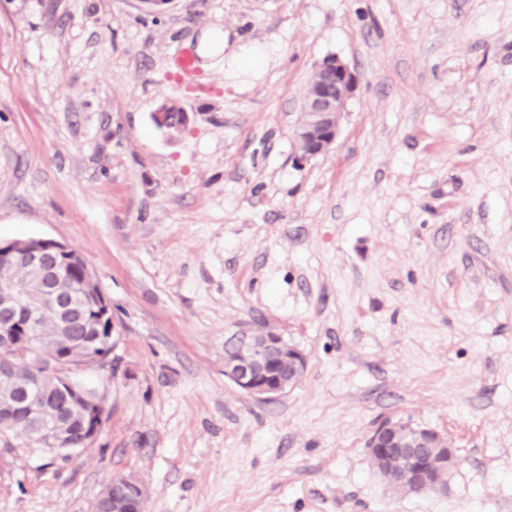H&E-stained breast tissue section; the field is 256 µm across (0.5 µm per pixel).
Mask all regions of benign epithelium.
Segmentation results:
<instances>
[{
  "label": "benign epithelium",
  "instance_id": "1",
  "mask_svg": "<svg viewBox=\"0 0 512 512\" xmlns=\"http://www.w3.org/2000/svg\"><path fill=\"white\" fill-rule=\"evenodd\" d=\"M355 86V76L349 66L336 56H327L315 65L307 92L301 107V116L294 132L297 158L307 160L327 152L335 143L340 131V122L347 102ZM72 250L65 244L49 239H30L24 243L17 240L0 241V265L10 267L24 264L33 267L51 259L53 271L65 267L70 261ZM31 321L0 322V377L15 380L21 377L19 362V331L29 329ZM250 337L240 339L241 350L225 360L224 376L241 390L250 395L272 399L294 386L293 381L270 370L262 372L257 366L266 363L267 355L273 354L294 363L299 372L307 369V355L296 346L289 344L279 334L269 331L259 345L249 343ZM81 430L86 442L95 440L105 417V410L83 409ZM30 416L37 417L41 439L39 446L58 447L65 443L60 429L38 419L39 412L31 409ZM402 444L401 434L393 426L380 431L374 438L369 454L376 464L380 476L395 490L407 493L442 491L447 487L448 462L459 464L453 445L440 449V459L430 462L413 450H407L408 465L395 472L387 467L392 449ZM117 486L137 488L133 507L129 512H144L146 494L138 487L133 476L111 478L99 497L101 512H119L120 497L114 492Z\"/></svg>",
  "mask_w": 512,
  "mask_h": 512
}]
</instances>
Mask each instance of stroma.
<instances>
[{
	"mask_svg": "<svg viewBox=\"0 0 512 512\" xmlns=\"http://www.w3.org/2000/svg\"><path fill=\"white\" fill-rule=\"evenodd\" d=\"M329 55L354 91L301 161ZM26 238L92 269L118 367L81 371L105 422L69 461L0 447V512H90L120 475L146 512H512V0H0V240ZM264 330L309 359L267 400L224 375ZM389 420L451 440L446 492L379 477ZM354 86L353 72L338 57L327 56L315 65L294 132L299 160L316 157L333 146ZM157 112L164 115L163 122H160L154 116V121L158 126V129L172 134L177 133L185 128L186 125L184 123V112L175 103L165 101L159 105Z\"/></svg>",
	"mask_w": 512,
	"mask_h": 512,
	"instance_id": "1",
	"label": "stroma"
}]
</instances>
